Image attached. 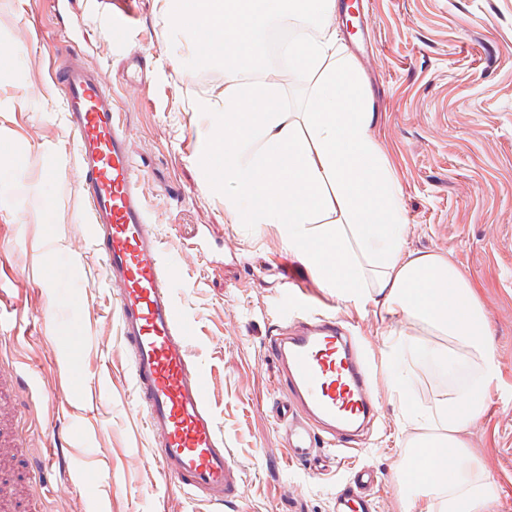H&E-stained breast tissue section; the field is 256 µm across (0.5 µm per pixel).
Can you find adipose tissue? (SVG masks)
<instances>
[{
	"instance_id": "1",
	"label": "adipose tissue",
	"mask_w": 512,
	"mask_h": 512,
	"mask_svg": "<svg viewBox=\"0 0 512 512\" xmlns=\"http://www.w3.org/2000/svg\"><path fill=\"white\" fill-rule=\"evenodd\" d=\"M336 0H176L173 21L191 17L187 34L211 39L196 63L223 60L230 81L200 103L212 121L201 157L236 224L277 225L285 247L338 301L379 299L387 314L431 336L419 345L392 338V355L431 360L449 376L475 364L470 383L434 409L406 404L418 426L417 454L430 470L407 512H491L497 486L476 481L466 431L484 411L497 375L488 320L469 281L440 253L404 249L401 187L372 133L374 114L332 20ZM294 16L320 26L298 31L283 48L288 69L308 82L301 111L290 109L270 78H259V40Z\"/></svg>"
}]
</instances>
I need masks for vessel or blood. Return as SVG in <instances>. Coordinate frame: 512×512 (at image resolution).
<instances>
[{"instance_id":"obj_1","label":"vessel or blood","mask_w":512,"mask_h":512,"mask_svg":"<svg viewBox=\"0 0 512 512\" xmlns=\"http://www.w3.org/2000/svg\"><path fill=\"white\" fill-rule=\"evenodd\" d=\"M126 9L112 11L107 32L125 41ZM54 78L78 157L79 186L90 207L104 277L117 287L120 337L132 357L133 394L147 426L159 436L155 453L163 474L189 494L213 503L238 491V466L208 403L206 374L190 359L192 332L173 300L164 248L140 193L142 174L112 107V91L90 67L58 61ZM271 337L283 398L273 413L288 456L310 461L319 437L355 442L374 422L373 366L350 328L335 316L309 311ZM370 467L355 471L338 496L345 512H369Z\"/></svg>"}]
</instances>
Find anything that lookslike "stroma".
<instances>
[{"mask_svg": "<svg viewBox=\"0 0 512 512\" xmlns=\"http://www.w3.org/2000/svg\"><path fill=\"white\" fill-rule=\"evenodd\" d=\"M114 0H0V381L22 385L0 401L14 440L9 512H336L352 467L369 464L371 512H406L402 420L386 357L397 324L375 302L341 304L318 287L273 224H234L224 191L201 164L210 134L197 100L224 89V64L193 62L189 35L168 25L165 0H137L125 46L101 23ZM333 23L358 64L375 113L373 135L402 189L405 248L448 257L487 313L497 378L465 433L479 475L512 512V0H339ZM100 69L144 167L142 191L171 291L193 331L190 355L240 467L238 497L194 500L155 463L159 445L132 392L114 296L90 237L77 154L51 69L56 57ZM293 275L312 308L335 314L378 364L381 424L362 449L336 453L317 476L290 461L271 413L279 397L269 342ZM57 316L46 319L45 307ZM85 345L72 354L74 337ZM411 398L434 406L458 382L426 389V366L398 360ZM55 448L52 471L26 463ZM75 471L68 481L67 471Z\"/></svg>", "mask_w": 512, "mask_h": 512, "instance_id": "1", "label": "stroma"}]
</instances>
